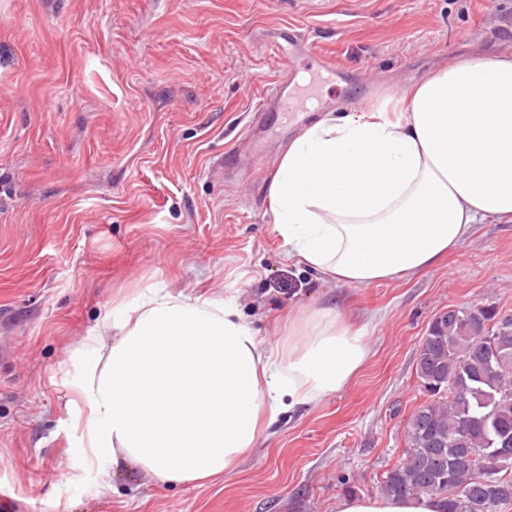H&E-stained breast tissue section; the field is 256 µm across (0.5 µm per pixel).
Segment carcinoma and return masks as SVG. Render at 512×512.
I'll use <instances>...</instances> for the list:
<instances>
[{"label": "carcinoma", "mask_w": 512, "mask_h": 512, "mask_svg": "<svg viewBox=\"0 0 512 512\" xmlns=\"http://www.w3.org/2000/svg\"><path fill=\"white\" fill-rule=\"evenodd\" d=\"M430 401L410 417L409 448L381 494L430 496L443 512H502L512 504V321L494 306L450 309L416 358Z\"/></svg>", "instance_id": "carcinoma-1"}]
</instances>
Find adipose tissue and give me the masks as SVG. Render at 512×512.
I'll list each match as a JSON object with an SVG mask.
<instances>
[{
    "instance_id": "adipose-tissue-1",
    "label": "adipose tissue",
    "mask_w": 512,
    "mask_h": 512,
    "mask_svg": "<svg viewBox=\"0 0 512 512\" xmlns=\"http://www.w3.org/2000/svg\"><path fill=\"white\" fill-rule=\"evenodd\" d=\"M402 103L397 118H326L288 144L268 188L286 259L368 286L435 266L479 221L512 223V51L450 58ZM99 327L112 344L81 352L70 428L94 460L163 483L233 476L282 414L343 389L370 354L337 306L289 318L271 349L196 287L113 301ZM336 512L441 507L351 495Z\"/></svg>"
}]
</instances>
